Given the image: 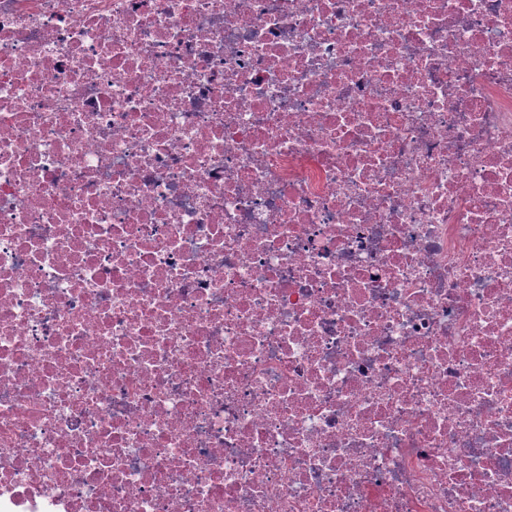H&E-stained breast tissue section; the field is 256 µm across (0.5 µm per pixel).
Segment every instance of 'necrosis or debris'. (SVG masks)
Segmentation results:
<instances>
[{
  "mask_svg": "<svg viewBox=\"0 0 512 512\" xmlns=\"http://www.w3.org/2000/svg\"><path fill=\"white\" fill-rule=\"evenodd\" d=\"M0 512H512V0H0Z\"/></svg>",
  "mask_w": 512,
  "mask_h": 512,
  "instance_id": "necrosis-or-debris-1",
  "label": "necrosis or debris"
}]
</instances>
